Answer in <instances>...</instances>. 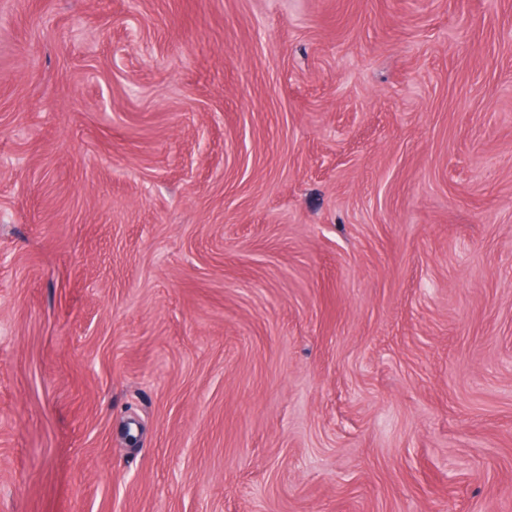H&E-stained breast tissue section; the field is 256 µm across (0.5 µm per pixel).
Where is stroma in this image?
<instances>
[{"instance_id": "obj_1", "label": "stroma", "mask_w": 512, "mask_h": 512, "mask_svg": "<svg viewBox=\"0 0 512 512\" xmlns=\"http://www.w3.org/2000/svg\"><path fill=\"white\" fill-rule=\"evenodd\" d=\"M0 512H512V0H0Z\"/></svg>"}]
</instances>
